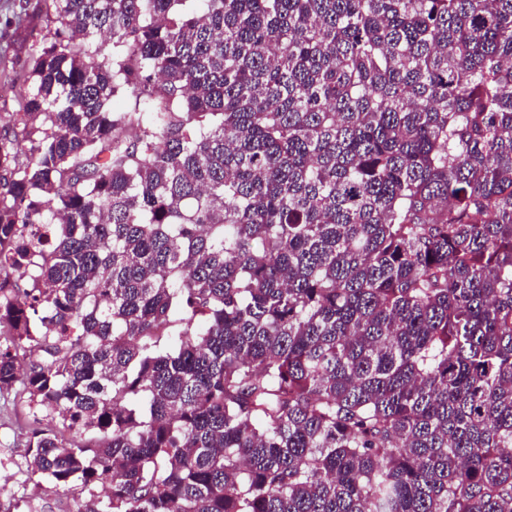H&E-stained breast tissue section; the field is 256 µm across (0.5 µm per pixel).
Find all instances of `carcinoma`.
I'll list each match as a JSON object with an SVG mask.
<instances>
[{
    "label": "carcinoma",
    "mask_w": 512,
    "mask_h": 512,
    "mask_svg": "<svg viewBox=\"0 0 512 512\" xmlns=\"http://www.w3.org/2000/svg\"><path fill=\"white\" fill-rule=\"evenodd\" d=\"M187 2L49 0L0 134V393L87 435L27 473L512 512V0Z\"/></svg>",
    "instance_id": "1"
}]
</instances>
